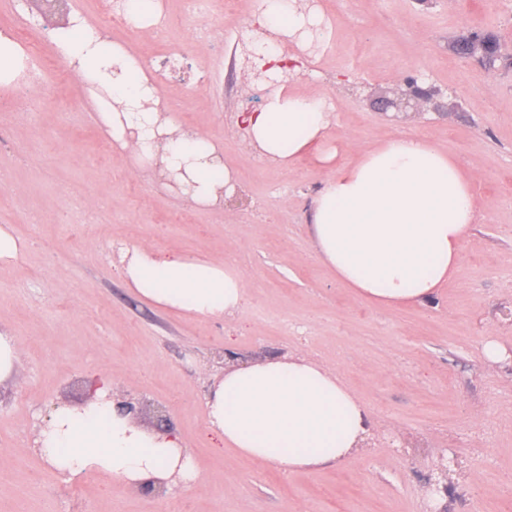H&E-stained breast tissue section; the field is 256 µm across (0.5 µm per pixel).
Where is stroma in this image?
<instances>
[{"label":"stroma","instance_id":"1","mask_svg":"<svg viewBox=\"0 0 512 512\" xmlns=\"http://www.w3.org/2000/svg\"><path fill=\"white\" fill-rule=\"evenodd\" d=\"M158 3L161 34L110 26L103 0H71L70 14L144 66L181 57L159 95L182 129L222 144L236 189L223 206L197 205L108 147L104 102L77 76L52 74L43 91L0 87V226L27 244L0 264V333L19 349L14 381L0 386V512H430L423 486L442 453L457 458L449 512H512V356L484 357L490 340L512 353V0H314L324 49L281 44L298 65L292 88L330 101L339 159L418 133L473 169L480 220L459 269L435 299L405 308L364 302L317 260L309 213L328 171L314 154L283 170L234 129L266 94L244 84L238 35L256 0ZM474 32L493 43V64L460 53ZM410 75L433 101L381 110ZM138 245L217 262L239 251L242 328L139 299L116 269ZM296 352L368 407L372 443L313 472L216 448L205 410L215 377ZM98 377L146 427L166 408L195 481L157 493L43 462L38 425L57 403L84 401Z\"/></svg>","mask_w":512,"mask_h":512}]
</instances>
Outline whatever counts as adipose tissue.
Instances as JSON below:
<instances>
[{
    "label": "adipose tissue",
    "mask_w": 512,
    "mask_h": 512,
    "mask_svg": "<svg viewBox=\"0 0 512 512\" xmlns=\"http://www.w3.org/2000/svg\"><path fill=\"white\" fill-rule=\"evenodd\" d=\"M259 10L260 23L302 48L324 24L318 8L300 10L296 0H260ZM61 42L82 81L107 89L117 103V110L101 115L113 143L141 164L161 159L193 203L216 202L232 181L220 145L143 109L157 87L126 50H101L98 33L76 20L63 29ZM237 124L285 170L320 147L329 174L311 210L312 246L359 298L388 307L422 304L454 277L477 214L473 173L458 159L422 137L400 135L361 149L356 163L338 162L325 98L290 88H279L259 111L239 113ZM119 268L128 286L155 307L229 319L242 312L245 279L234 261L162 257L141 245L122 251ZM206 407L207 422L226 447L291 471L345 460L372 429L360 399L333 370L305 355L225 371ZM37 443L46 465L72 476L94 472L158 487L197 475L178 435L144 429L119 413L106 383L86 406L53 411Z\"/></svg>",
    "instance_id": "obj_1"
}]
</instances>
